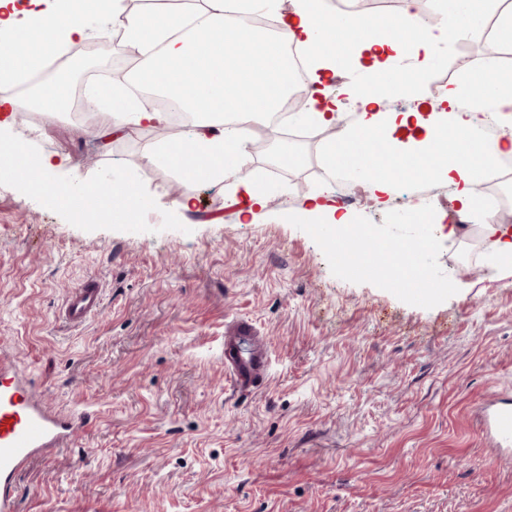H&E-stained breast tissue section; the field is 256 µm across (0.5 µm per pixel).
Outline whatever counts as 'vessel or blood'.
Masks as SVG:
<instances>
[{"mask_svg": "<svg viewBox=\"0 0 512 512\" xmlns=\"http://www.w3.org/2000/svg\"><path fill=\"white\" fill-rule=\"evenodd\" d=\"M100 307L99 285L90 278L71 292L60 315L66 322L80 325ZM224 369L242 393L254 392L267 381V347L250 321H237L225 335ZM78 424L75 415L44 404L32 383L19 375L11 356L0 357V512H16V487L29 460L67 446ZM485 425L500 447H512V403L490 405Z\"/></svg>", "mask_w": 512, "mask_h": 512, "instance_id": "1", "label": "vessel or blood"}]
</instances>
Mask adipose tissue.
Masks as SVG:
<instances>
[{"mask_svg":"<svg viewBox=\"0 0 512 512\" xmlns=\"http://www.w3.org/2000/svg\"><path fill=\"white\" fill-rule=\"evenodd\" d=\"M499 2L443 0V9L448 16L474 23L482 12L497 11L498 33L512 40V8L499 10ZM415 3L406 0L399 23L381 37L373 34V22L356 14L328 18L323 0H293V10L281 20L275 37L259 43L243 16L261 9L276 11L277 0H206L205 7L189 10L191 28L182 35L174 33L166 16L127 12L124 0H0V118L11 121L26 106L24 99L4 93V86L38 69L61 47L101 32L106 23L119 25L143 57L134 83L180 96L183 107L198 114L181 155H174L170 144L155 143L149 147L152 156L170 163L184 160L186 175L196 180L234 181L235 203L248 215L264 206L266 191L262 183L238 177L239 160L250 142L246 128L259 123L278 100L267 98L264 109L251 112L244 111L243 103L256 89L273 86L288 92V60L281 45L291 42L306 57L305 120L337 129L322 154L326 168L356 179L374 197H390L397 186L385 165L372 155H350L346 146L351 140L361 135L384 143L397 158L432 157L426 178L447 189L459 214L483 222L492 257L511 269L512 226L496 223L479 209L478 189L492 161L512 155V91L501 86L496 63L487 61L480 72L452 84L431 101L430 111L384 107L387 96L420 86L422 73L434 68L436 47L457 33L445 23L425 24ZM352 52L371 53L378 61L363 67L360 82L328 86L340 57ZM87 96L95 103H109L101 132L106 142L130 126L168 120L167 113L133 104L116 88L107 91L94 85ZM348 103L357 105L358 112L353 122L344 124L341 111ZM487 114L502 127L501 135L488 142L479 137ZM297 215L324 225L329 233L355 222L326 189L306 197Z\"/></svg>","mask_w":512,"mask_h":512,"instance_id":"1","label":"adipose tissue"}]
</instances>
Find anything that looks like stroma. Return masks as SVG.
<instances>
[{"label":"stroma","instance_id":"1","mask_svg":"<svg viewBox=\"0 0 512 512\" xmlns=\"http://www.w3.org/2000/svg\"><path fill=\"white\" fill-rule=\"evenodd\" d=\"M468 43L438 47L439 86L512 50ZM126 46L108 28L73 88L121 67ZM6 134L65 158L47 187L120 178L149 199L131 219L80 220L0 175V351L81 421L21 475L17 512H512V459L477 423L490 399L512 400V272L488 256L481 222L438 232L425 257L438 289L419 299L298 219L323 188L321 142L281 154L275 176L268 151L247 152L240 178L267 189L251 218L228 183L154 160L138 130L106 148L61 113ZM351 210L380 239L416 237L396 201ZM89 277L99 313L59 321ZM239 319L269 349L270 377L250 394L224 369Z\"/></svg>","mask_w":512,"mask_h":512}]
</instances>
